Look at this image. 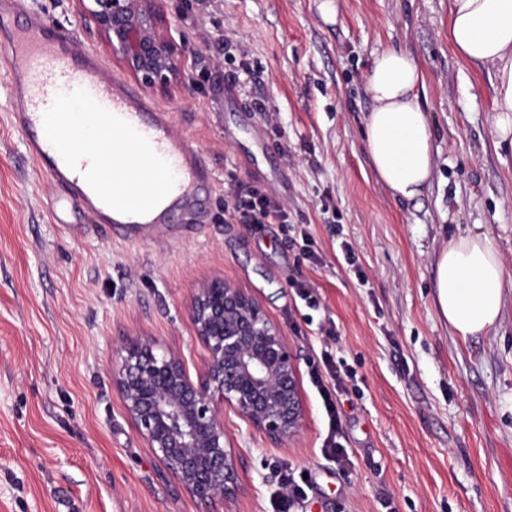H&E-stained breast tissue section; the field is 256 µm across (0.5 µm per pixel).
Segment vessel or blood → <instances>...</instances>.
Wrapping results in <instances>:
<instances>
[{"mask_svg":"<svg viewBox=\"0 0 512 512\" xmlns=\"http://www.w3.org/2000/svg\"><path fill=\"white\" fill-rule=\"evenodd\" d=\"M11 54L10 125L58 200L93 214L116 242L161 241L217 182L173 112L76 45L27 0H0ZM95 135L103 146L84 154Z\"/></svg>","mask_w":512,"mask_h":512,"instance_id":"vessel-or-blood-1","label":"vessel or blood"}]
</instances>
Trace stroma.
<instances>
[{"mask_svg":"<svg viewBox=\"0 0 512 512\" xmlns=\"http://www.w3.org/2000/svg\"><path fill=\"white\" fill-rule=\"evenodd\" d=\"M62 33L100 50L76 0H33ZM202 91L159 96L218 178L236 175L288 205L285 224L224 219V188L183 239L119 244L70 207L83 236L49 222L56 190L37 177L0 111V512H271L279 471L309 475L292 512H512V146L495 145L492 73L448 42V0H164ZM213 35L202 49L203 32ZM410 53L433 128L434 177L411 200L376 179L363 135L365 75L388 49ZM250 73H242V65ZM236 79L238 100H219ZM309 228L323 258L303 259ZM486 235L505 265L503 307L484 333L441 320L435 257L449 237ZM355 252L348 265L343 244ZM221 276L254 294L297 356L307 416L273 444L232 409L241 490L208 503L159 464L112 386L122 342L151 337L190 375L206 352L189 301ZM313 282L319 310L292 279ZM354 370L341 416L348 475L321 451L306 374L322 343Z\"/></svg>","mask_w":512,"mask_h":512,"instance_id":"obj_1","label":"stroma"}]
</instances>
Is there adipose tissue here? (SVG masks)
I'll return each instance as SVG.
<instances>
[{
	"label": "adipose tissue",
	"mask_w": 512,
	"mask_h": 512,
	"mask_svg": "<svg viewBox=\"0 0 512 512\" xmlns=\"http://www.w3.org/2000/svg\"><path fill=\"white\" fill-rule=\"evenodd\" d=\"M448 41L475 65L492 67L493 130L512 140V0H449ZM423 74L407 52L390 49L366 74L372 107L364 136L374 173L393 195L420 196L433 170L432 128L420 104ZM502 259L484 236L461 235L445 242L435 262L436 300L442 319L461 336H474L500 319Z\"/></svg>",
	"instance_id": "adipose-tissue-1"
}]
</instances>
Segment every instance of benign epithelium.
Returning a JSON list of instances; mask_svg holds the SVG:
<instances>
[{
	"label": "benign epithelium",
	"instance_id": "7a95c632",
	"mask_svg": "<svg viewBox=\"0 0 512 512\" xmlns=\"http://www.w3.org/2000/svg\"><path fill=\"white\" fill-rule=\"evenodd\" d=\"M162 0H78L119 68L160 94L190 86L188 48ZM207 352L192 379L181 353L158 352L149 336L126 340L112 365V384L128 419L177 482L202 501L239 491V458L224 426V407L275 443L295 439L305 408L295 356L280 327L246 290L213 277L189 306Z\"/></svg>",
	"mask_w": 512,
	"mask_h": 512
}]
</instances>
